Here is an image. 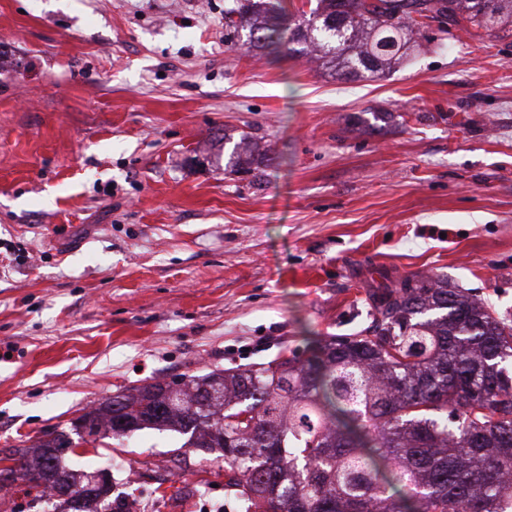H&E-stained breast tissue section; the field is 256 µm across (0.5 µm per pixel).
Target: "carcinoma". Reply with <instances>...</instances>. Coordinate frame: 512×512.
I'll return each instance as SVG.
<instances>
[{"instance_id": "cac0c4a2", "label": "carcinoma", "mask_w": 512, "mask_h": 512, "mask_svg": "<svg viewBox=\"0 0 512 512\" xmlns=\"http://www.w3.org/2000/svg\"><path fill=\"white\" fill-rule=\"evenodd\" d=\"M433 13L488 34L512 32V0H316L295 33L280 0H236L234 46L310 57L342 76L385 73L420 51ZM371 325L320 336L307 355L248 369L145 382L74 422L124 436L152 427L224 458L238 512H502L512 494V322L433 276L369 291ZM47 441L14 448L13 482L76 512H100L94 474Z\"/></svg>"}]
</instances>
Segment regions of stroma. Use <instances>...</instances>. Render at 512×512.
Here are the masks:
<instances>
[{"label":"stroma","instance_id":"stroma-1","mask_svg":"<svg viewBox=\"0 0 512 512\" xmlns=\"http://www.w3.org/2000/svg\"><path fill=\"white\" fill-rule=\"evenodd\" d=\"M232 0H0V452L94 403L371 323L382 273L512 319V35L388 75L237 50ZM249 168L229 161L233 147ZM75 439L131 512H236L224 461Z\"/></svg>","mask_w":512,"mask_h":512}]
</instances>
